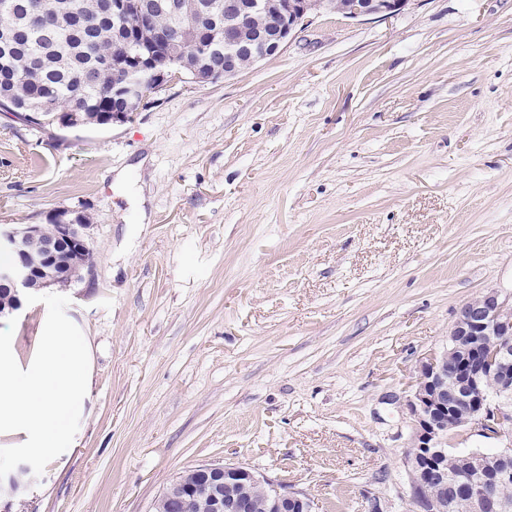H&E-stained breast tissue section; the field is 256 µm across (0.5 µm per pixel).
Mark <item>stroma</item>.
<instances>
[{
	"label": "stroma",
	"mask_w": 512,
	"mask_h": 512,
	"mask_svg": "<svg viewBox=\"0 0 512 512\" xmlns=\"http://www.w3.org/2000/svg\"><path fill=\"white\" fill-rule=\"evenodd\" d=\"M82 212L93 267L10 316L90 336L93 412L17 512H154L248 466L313 512H412L405 406L459 308L512 296V0L310 15L240 74L108 129L0 114V224Z\"/></svg>",
	"instance_id": "obj_1"
}]
</instances>
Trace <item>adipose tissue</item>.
Wrapping results in <instances>:
<instances>
[{
	"mask_svg": "<svg viewBox=\"0 0 512 512\" xmlns=\"http://www.w3.org/2000/svg\"><path fill=\"white\" fill-rule=\"evenodd\" d=\"M93 383L88 336L69 316L51 314L20 355L0 326V440L33 462L64 461L81 437Z\"/></svg>",
	"mask_w": 512,
	"mask_h": 512,
	"instance_id": "1",
	"label": "adipose tissue"
}]
</instances>
